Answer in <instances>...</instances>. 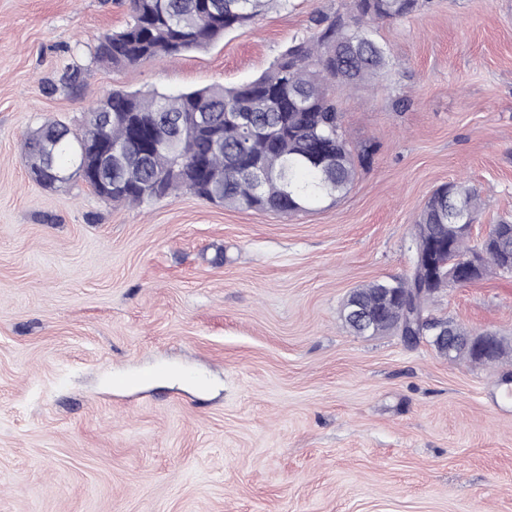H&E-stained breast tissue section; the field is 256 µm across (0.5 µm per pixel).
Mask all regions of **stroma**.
<instances>
[{"label":"stroma","mask_w":512,"mask_h":512,"mask_svg":"<svg viewBox=\"0 0 512 512\" xmlns=\"http://www.w3.org/2000/svg\"><path fill=\"white\" fill-rule=\"evenodd\" d=\"M344 2L289 0L112 68L95 49L128 20L118 0H0V512H512V364L341 320L353 288L408 271L437 186L479 192L473 242L512 215V0L378 26V78L334 91L375 154L330 206L109 204L78 179L42 188L22 159L32 128H78L109 92L254 79ZM432 309L512 339V275Z\"/></svg>","instance_id":"1"}]
</instances>
